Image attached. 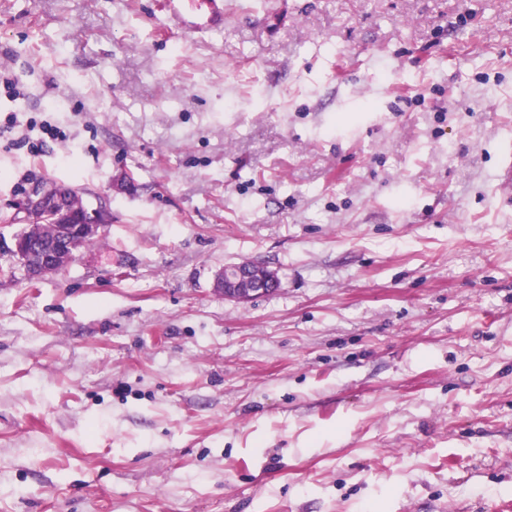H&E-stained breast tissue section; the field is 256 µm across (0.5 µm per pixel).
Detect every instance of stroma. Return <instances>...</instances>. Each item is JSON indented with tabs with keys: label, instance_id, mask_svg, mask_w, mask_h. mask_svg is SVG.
<instances>
[{
	"label": "stroma",
	"instance_id": "35a3bbf8",
	"mask_svg": "<svg viewBox=\"0 0 512 512\" xmlns=\"http://www.w3.org/2000/svg\"><path fill=\"white\" fill-rule=\"evenodd\" d=\"M166 2L0 0V512L512 501V0ZM45 184L111 219L33 282ZM278 278L260 262L245 261L224 267L215 278V289L225 300L247 302L270 291Z\"/></svg>",
	"mask_w": 512,
	"mask_h": 512
}]
</instances>
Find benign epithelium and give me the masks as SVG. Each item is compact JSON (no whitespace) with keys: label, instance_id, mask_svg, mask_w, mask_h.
<instances>
[{"label":"benign epithelium","instance_id":"obj_1","mask_svg":"<svg viewBox=\"0 0 512 512\" xmlns=\"http://www.w3.org/2000/svg\"><path fill=\"white\" fill-rule=\"evenodd\" d=\"M17 210L23 214L24 230L14 235L11 252L23 260L25 271L33 280L51 274L60 254L76 257L77 242L98 235L110 219L105 201L95 209L73 212L69 207L68 193L62 186L33 188L17 202ZM47 217L54 218L57 229L56 240L50 245L36 242L30 234V230ZM277 282L275 272L266 265L245 261L224 267L216 275L215 289L226 300L247 302L270 291Z\"/></svg>","mask_w":512,"mask_h":512}]
</instances>
